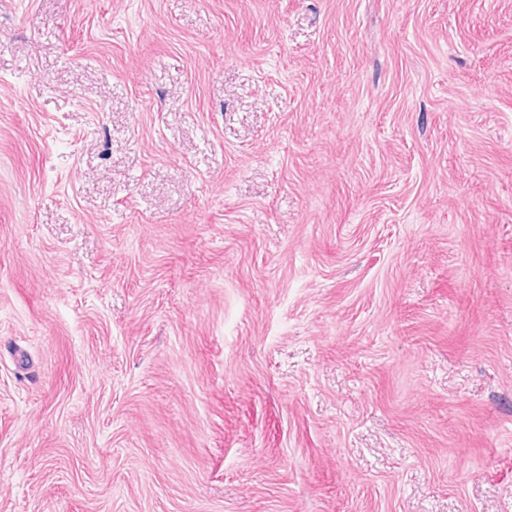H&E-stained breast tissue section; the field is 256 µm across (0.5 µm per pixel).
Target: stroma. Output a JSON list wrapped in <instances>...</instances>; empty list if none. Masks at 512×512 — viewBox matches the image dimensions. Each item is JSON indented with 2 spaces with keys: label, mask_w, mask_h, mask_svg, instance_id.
<instances>
[{
  "label": "stroma",
  "mask_w": 512,
  "mask_h": 512,
  "mask_svg": "<svg viewBox=\"0 0 512 512\" xmlns=\"http://www.w3.org/2000/svg\"><path fill=\"white\" fill-rule=\"evenodd\" d=\"M0 512H512V0H0Z\"/></svg>",
  "instance_id": "stroma-1"
}]
</instances>
